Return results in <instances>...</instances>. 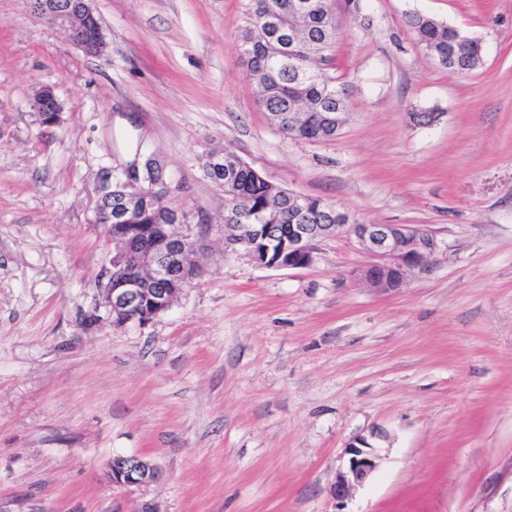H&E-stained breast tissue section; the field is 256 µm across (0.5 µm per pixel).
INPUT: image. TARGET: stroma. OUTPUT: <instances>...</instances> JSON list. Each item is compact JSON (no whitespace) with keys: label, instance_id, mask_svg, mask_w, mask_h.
<instances>
[{"label":"stroma","instance_id":"obj_1","mask_svg":"<svg viewBox=\"0 0 512 512\" xmlns=\"http://www.w3.org/2000/svg\"><path fill=\"white\" fill-rule=\"evenodd\" d=\"M86 55L0 0V512H512V0H332L335 138L286 137L238 45L250 0H93ZM419 13L483 41L449 75ZM51 86L57 127L40 125ZM413 112L437 113L429 126ZM230 149L269 181L367 224L445 245L429 274L380 289L353 240L305 268L225 252ZM156 152L168 205L207 230L204 274L142 326L97 310L112 255L95 222L103 171ZM383 429L373 476L332 494L345 448ZM160 481L112 484L113 454ZM39 92L42 101V104L38 103V118L40 124L48 127L59 125L62 109L53 89L49 86H44Z\"/></svg>","mask_w":512,"mask_h":512}]
</instances>
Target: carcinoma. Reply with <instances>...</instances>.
<instances>
[{"instance_id": "1", "label": "carcinoma", "mask_w": 512, "mask_h": 512, "mask_svg": "<svg viewBox=\"0 0 512 512\" xmlns=\"http://www.w3.org/2000/svg\"><path fill=\"white\" fill-rule=\"evenodd\" d=\"M408 27L436 60L448 61L455 33L448 24L412 13ZM338 29L329 0H252L250 26L239 49L257 87L259 105L288 136L321 140L333 136L320 113L344 111V90L328 72L327 51ZM162 167L151 152L143 161L144 187ZM226 224H334L329 203L295 193L265 179L236 153L224 151Z\"/></svg>"}]
</instances>
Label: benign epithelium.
Listing matches in <instances>:
<instances>
[{
  "instance_id": "1",
  "label": "benign epithelium",
  "mask_w": 512,
  "mask_h": 512,
  "mask_svg": "<svg viewBox=\"0 0 512 512\" xmlns=\"http://www.w3.org/2000/svg\"><path fill=\"white\" fill-rule=\"evenodd\" d=\"M30 2L32 14L62 30L75 47L88 55H102L105 36L93 0ZM40 99V124L59 125L61 105L53 89L42 87ZM166 195L164 181H158L149 192L140 187L138 177L130 175L122 193L99 195L97 223L104 225L113 255L101 274L98 307L105 309L116 326L151 323L202 274L198 257L204 249V236L187 223L182 212L164 209ZM150 200L154 216L165 223H134ZM339 234L355 240L371 256L360 278L376 288H392V272L402 278L412 272H428L431 259L442 250V242L421 225L365 224L348 217L343 224H267L262 235L253 224H226L224 252L241 253L266 268H303L313 262L317 242ZM373 439H386L385 431L377 429L370 437H357L349 443L346 465L332 488L335 498L348 496L376 469L379 456ZM106 475L116 485L142 487L156 482L161 471L143 455L120 453L108 460Z\"/></svg>"
}]
</instances>
